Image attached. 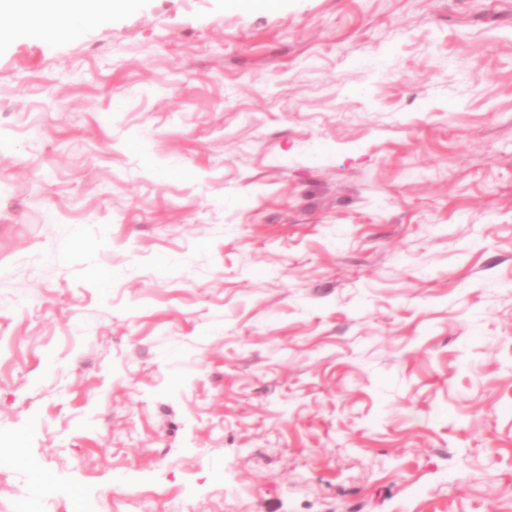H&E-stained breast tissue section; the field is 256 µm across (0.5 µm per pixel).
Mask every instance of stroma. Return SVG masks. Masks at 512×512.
<instances>
[{
  "label": "stroma",
  "mask_w": 512,
  "mask_h": 512,
  "mask_svg": "<svg viewBox=\"0 0 512 512\" xmlns=\"http://www.w3.org/2000/svg\"><path fill=\"white\" fill-rule=\"evenodd\" d=\"M0 512H512V0L0 13Z\"/></svg>",
  "instance_id": "stroma-1"
}]
</instances>
